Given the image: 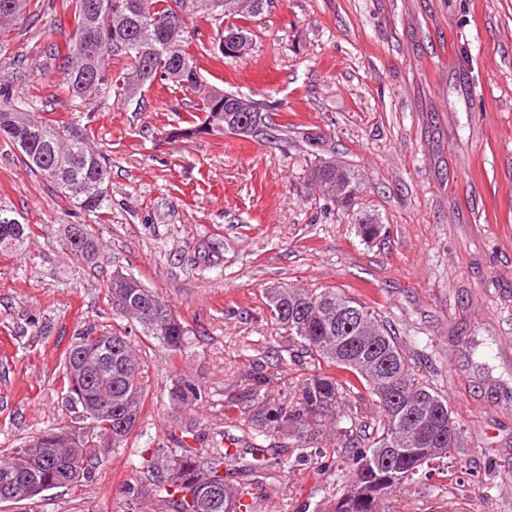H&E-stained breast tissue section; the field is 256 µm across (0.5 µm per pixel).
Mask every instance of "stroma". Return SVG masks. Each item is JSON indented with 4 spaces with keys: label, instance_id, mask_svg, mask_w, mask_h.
I'll return each instance as SVG.
<instances>
[{
    "label": "stroma",
    "instance_id": "stroma-1",
    "mask_svg": "<svg viewBox=\"0 0 512 512\" xmlns=\"http://www.w3.org/2000/svg\"><path fill=\"white\" fill-rule=\"evenodd\" d=\"M61 9L55 0L9 33L0 81L20 111L86 132L111 165L112 207L95 223L0 144V206L35 227L26 252L0 246V451L79 423L65 350L90 327L137 328L108 303L114 269L191 331L177 359L145 343L139 426L161 443L175 415L203 436L223 426L206 396L237 379L243 348L261 357L273 396L293 397L309 369L277 363L286 337L264 292L336 286L392 325L463 430L462 451L397 492L392 512H512V0H274L249 22V54L221 60L204 47L225 19L191 9L186 50L204 83L271 94L359 170L360 201L383 225L368 243L317 199L300 138L285 151L225 132L173 138L201 102L173 87L72 101L54 49L73 26L49 25ZM68 224L91 225L94 262L64 249ZM176 372L200 399L172 397ZM139 445L130 435L89 481L0 512H123ZM280 454L277 478L254 489L263 512H312L348 478L342 456L316 475Z\"/></svg>",
    "mask_w": 512,
    "mask_h": 512
}]
</instances>
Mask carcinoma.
Segmentation results:
<instances>
[{
    "mask_svg": "<svg viewBox=\"0 0 512 512\" xmlns=\"http://www.w3.org/2000/svg\"><path fill=\"white\" fill-rule=\"evenodd\" d=\"M224 15L245 21L262 14L271 0H209ZM74 29L64 47H55L62 62L65 90L82 101L109 94L114 87L108 60L123 55L139 70V83L151 87L168 81L197 91L200 67L184 48L187 23L184 0H67ZM36 11H31V7ZM42 5L35 0H0V47L12 27L25 17L36 19ZM176 18L179 32L171 36L161 24ZM98 38L102 55L78 56L87 34ZM233 34L249 50L254 33L243 24L228 23L213 41L224 58V37ZM204 119L180 128L192 137L220 131L225 118L238 124L235 134L259 145H288V124L280 106L251 94L213 89L201 97ZM0 140L12 146L32 174L68 197L85 213L102 219L110 209V174L106 159L88 145L85 134L72 130L64 137L53 119H33L12 106L9 85L0 86ZM311 156V180L319 198L354 220L364 241L375 239L377 215L359 207L361 178L350 165L322 154L324 138L303 133ZM29 225L12 219L0 223V244L17 252L26 249ZM63 245L89 262L99 251L87 224L64 226ZM112 310L135 321L141 334L166 347L174 358L189 345L190 330L178 314L132 275L116 271L107 284ZM270 317L288 343L275 351L276 361H302L314 367L302 380L290 407L267 390L260 364L241 371L247 384H224L213 404L224 407V427L200 441L197 431L173 419L171 448L147 438L136 452V479L124 488L126 512H262L253 488L276 476L282 460L272 442L288 440L293 466L317 472L336 453L348 460L349 478L337 493L332 512H383L396 491L416 480L430 465L463 447L462 430L448 399L428 383L412 377L399 339L391 326L343 289L274 286L266 289ZM142 349L120 329L84 333L65 355L64 387L68 402L81 407L83 425L49 428L42 441L12 449L0 459V503L33 501L42 492L80 485L90 478L101 455L125 449L143 411L145 396L137 384ZM374 398L380 416L369 425L360 419L358 394ZM174 393L181 400L198 397L191 381L177 378ZM241 435L236 436L231 430ZM230 439L234 447L225 446Z\"/></svg>",
    "mask_w": 512,
    "mask_h": 512,
    "instance_id": "cac0c4a2",
    "label": "carcinoma"
}]
</instances>
